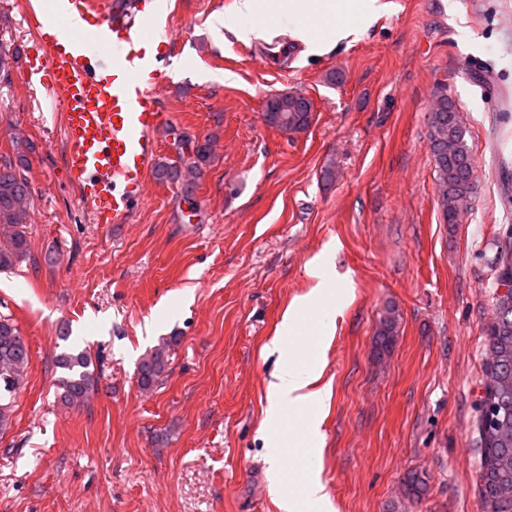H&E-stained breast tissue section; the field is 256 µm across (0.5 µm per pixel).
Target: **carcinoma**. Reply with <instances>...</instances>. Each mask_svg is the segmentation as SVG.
<instances>
[{"mask_svg":"<svg viewBox=\"0 0 512 512\" xmlns=\"http://www.w3.org/2000/svg\"><path fill=\"white\" fill-rule=\"evenodd\" d=\"M436 119L429 122V137L451 135L453 153L433 154L441 189L443 220L447 224L459 221L463 202L472 193L473 185L466 177L471 163V153L466 141V128L460 112L448 105V97L441 95L434 106ZM265 122L284 132L305 130L311 113L264 112ZM16 160L0 162V271L12 267L29 251L26 235V217L31 199V186L24 174L28 165V142L14 140ZM209 143L199 145L191 158L179 155L180 162H161L156 168V178L162 182L186 183L201 177L210 163ZM500 308L496 326L487 329L488 348L496 350L501 359L499 371L505 384H512V300L495 299ZM395 333V317L387 315L381 323L376 350L389 349ZM30 362L29 348L13 322L0 317V431L7 429L12 413L14 396L19 389ZM61 401L69 407L83 405L98 373L93 357L85 349H70L56 358ZM167 345H162L144 356L137 366V380L141 389L149 390L161 380L168 370ZM488 421L496 423L499 435L493 442L481 440L480 500L481 512H512V496L503 495L500 489L512 485V392L487 394ZM406 494L421 498L428 491L426 478L418 473L408 475Z\"/></svg>","mask_w":512,"mask_h":512,"instance_id":"carcinoma-1","label":"carcinoma"}]
</instances>
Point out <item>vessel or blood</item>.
<instances>
[{"mask_svg": "<svg viewBox=\"0 0 512 512\" xmlns=\"http://www.w3.org/2000/svg\"><path fill=\"white\" fill-rule=\"evenodd\" d=\"M67 3L78 16H94L97 40L112 49L111 76L67 24L49 15L36 23L45 51L27 69L48 96L61 100L69 184L96 223L121 224L144 200L164 122L155 89L166 77V41L149 32L156 0H143L138 16L126 0Z\"/></svg>", "mask_w": 512, "mask_h": 512, "instance_id": "b4317fda", "label": "vessel or blood"}]
</instances>
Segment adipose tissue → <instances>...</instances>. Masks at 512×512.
<instances>
[{
  "instance_id": "adipose-tissue-1",
  "label": "adipose tissue",
  "mask_w": 512,
  "mask_h": 512,
  "mask_svg": "<svg viewBox=\"0 0 512 512\" xmlns=\"http://www.w3.org/2000/svg\"><path fill=\"white\" fill-rule=\"evenodd\" d=\"M379 0H237L236 14L243 17V24L225 21V28L243 42L267 39L271 23L287 18L292 26L291 34L303 42L308 51L322 50L318 30L321 25L336 26L337 39L343 40L369 26L383 11ZM336 306V294L326 279H319L309 294L289 308L284 315L280 336L272 342L278 352V365L268 385L267 417L283 424L290 410L297 407L319 408L324 392L317 382L322 374V362L318 358L302 359V346L297 339L299 326L309 322L322 335H331L334 329L330 309ZM268 454L275 487L283 512H306L309 505L325 498L324 486L318 475L304 473L299 487H291L280 461V444L270 441Z\"/></svg>"
}]
</instances>
